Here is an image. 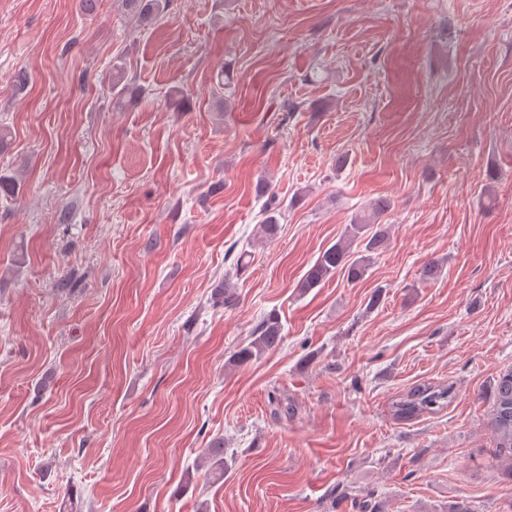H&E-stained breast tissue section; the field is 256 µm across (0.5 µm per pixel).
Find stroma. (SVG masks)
Here are the masks:
<instances>
[{
	"label": "stroma",
	"instance_id": "35a3bbf8",
	"mask_svg": "<svg viewBox=\"0 0 512 512\" xmlns=\"http://www.w3.org/2000/svg\"><path fill=\"white\" fill-rule=\"evenodd\" d=\"M0 126V512H512V0H172L145 29L0 0ZM377 197L364 279L301 292ZM272 311L283 342L233 364ZM422 381L453 402L396 420ZM488 424L494 435L496 457L507 460L512 476V367L503 370L494 383ZM224 439L215 438L211 441L210 447L205 448V458L210 465V470L218 478L224 477V472L229 467L228 459L225 458Z\"/></svg>",
	"mask_w": 512,
	"mask_h": 512
}]
</instances>
